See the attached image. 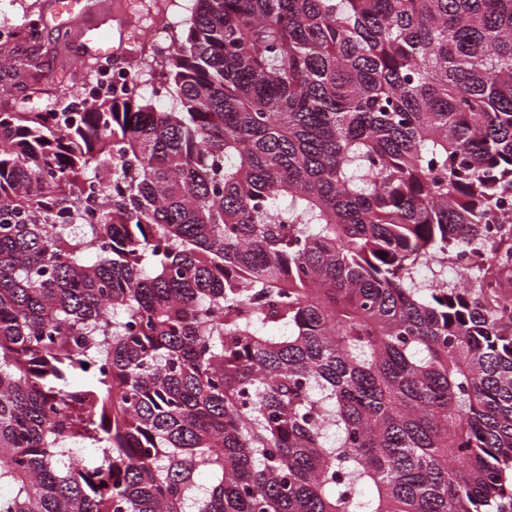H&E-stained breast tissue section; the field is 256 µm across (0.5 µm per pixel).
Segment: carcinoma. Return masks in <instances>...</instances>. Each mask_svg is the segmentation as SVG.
Segmentation results:
<instances>
[{
  "label": "carcinoma",
  "mask_w": 512,
  "mask_h": 512,
  "mask_svg": "<svg viewBox=\"0 0 512 512\" xmlns=\"http://www.w3.org/2000/svg\"><path fill=\"white\" fill-rule=\"evenodd\" d=\"M189 2L0 112V512H512V0ZM139 88L140 84L130 73L116 66L111 59H102L95 78L83 85L69 100V112H81L93 100L109 97L123 90Z\"/></svg>",
  "instance_id": "cac0c4a2"
}]
</instances>
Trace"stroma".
Listing matches in <instances>:
<instances>
[{"mask_svg": "<svg viewBox=\"0 0 512 512\" xmlns=\"http://www.w3.org/2000/svg\"><path fill=\"white\" fill-rule=\"evenodd\" d=\"M54 0H0V18L14 20L39 15L41 31L37 42L12 49L17 57L33 61L30 70L17 73L0 70V85L22 93L28 103L59 101L78 67H92L96 58L89 55L90 34L109 32L112 55L121 61L141 58L139 45L131 40L130 28L154 17L155 0H76L74 13L55 15Z\"/></svg>", "mask_w": 512, "mask_h": 512, "instance_id": "1", "label": "stroma"}]
</instances>
